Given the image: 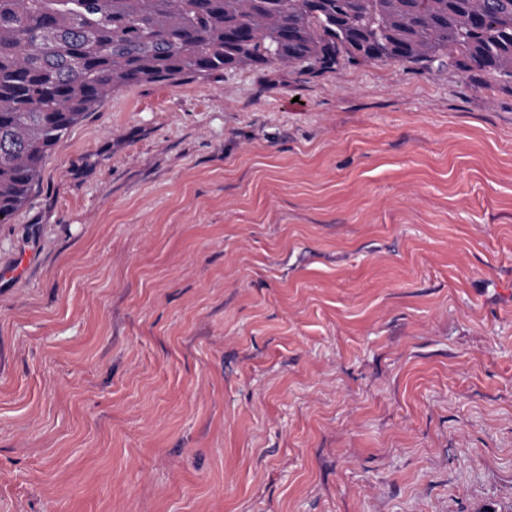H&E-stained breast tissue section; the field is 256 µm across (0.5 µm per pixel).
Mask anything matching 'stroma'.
Returning a JSON list of instances; mask_svg holds the SVG:
<instances>
[{"label":"stroma","instance_id":"obj_1","mask_svg":"<svg viewBox=\"0 0 512 512\" xmlns=\"http://www.w3.org/2000/svg\"><path fill=\"white\" fill-rule=\"evenodd\" d=\"M0 512H512V89L123 87L0 223Z\"/></svg>","mask_w":512,"mask_h":512}]
</instances>
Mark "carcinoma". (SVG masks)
Returning <instances> with one entry per match:
<instances>
[{
    "mask_svg": "<svg viewBox=\"0 0 512 512\" xmlns=\"http://www.w3.org/2000/svg\"><path fill=\"white\" fill-rule=\"evenodd\" d=\"M450 67L512 83V0H0V221L121 87L241 66Z\"/></svg>",
    "mask_w": 512,
    "mask_h": 512,
    "instance_id": "cac0c4a2",
    "label": "carcinoma"
}]
</instances>
